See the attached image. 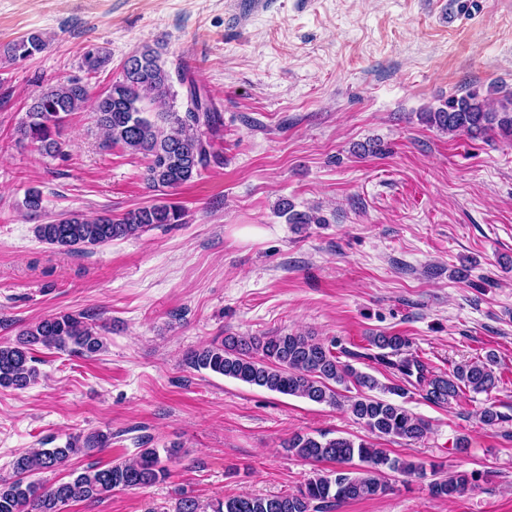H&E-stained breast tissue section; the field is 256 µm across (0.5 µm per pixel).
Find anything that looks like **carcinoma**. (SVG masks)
<instances>
[{
	"label": "carcinoma",
	"mask_w": 512,
	"mask_h": 512,
	"mask_svg": "<svg viewBox=\"0 0 512 512\" xmlns=\"http://www.w3.org/2000/svg\"><path fill=\"white\" fill-rule=\"evenodd\" d=\"M45 49L42 37L32 34L9 48L14 59H26ZM109 60L100 48L83 52L82 65L96 73ZM132 68H123L122 79L93 101L92 111L105 142L121 145L132 154L149 159L148 187L176 189L201 177L213 164L224 163L214 150V140L223 136L224 117L212 100L201 91L184 69L173 74L159 63V52L148 45L133 57ZM188 87L185 112L157 111L150 106L163 104L171 97L173 80ZM89 100L88 85L77 80L42 88L33 97L21 135L47 154L59 149L57 136L65 118L82 109ZM431 126L451 135H487L495 130L512 136V97L488 106L478 94L451 98L445 106L424 113ZM184 210L174 202L160 201L131 209L120 216L99 215L87 218L67 214L36 228L38 237L61 248H94L114 240L137 236L154 224H183ZM84 313H60L44 318L19 333L15 342L0 343V388L24 390L35 383L39 370L32 351H71L94 355L103 350L104 341L96 325ZM378 349L371 359L397 378L385 385L373 375L340 361L333 344L309 335L277 332L272 335L226 336L219 343L194 350L188 363L198 370H209L246 385L317 404L347 406L352 415L378 437L420 441L429 432V423L413 415L398 399L410 389L435 405H449L467 389L475 394H490L500 377L495 372L496 356L489 353L455 367L449 373L435 374L427 365L405 352L408 339L384 332L367 337ZM356 390L349 396L341 394ZM380 395H375V392ZM480 422L495 429L512 420L488 402L480 409ZM109 441L104 432L69 437L57 448H32L12 462V475L0 476V512H61L70 501L99 500L115 490L154 485L169 476L166 462L178 452L172 445L163 450L143 448L130 461L108 467L90 465L72 471L70 479L46 486L28 477L40 471L56 470L72 457ZM285 447L303 461L333 463L336 469L315 471L296 490L270 497L236 496L211 504V512H335L348 502L385 495L391 489L387 475L430 478L431 497L453 499L474 487L475 472L444 473L441 467L391 457L383 448L364 440L314 437L295 434Z\"/></svg>",
	"instance_id": "1"
}]
</instances>
